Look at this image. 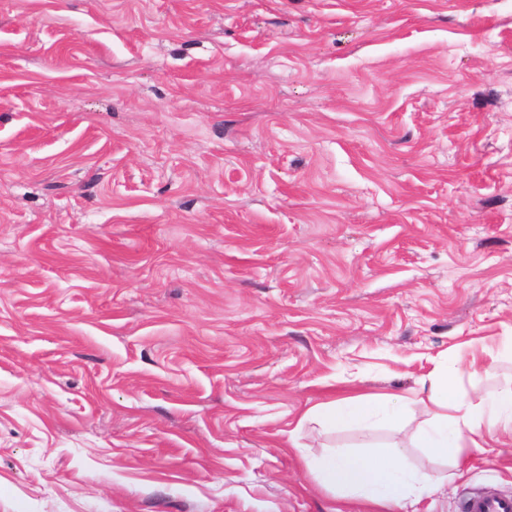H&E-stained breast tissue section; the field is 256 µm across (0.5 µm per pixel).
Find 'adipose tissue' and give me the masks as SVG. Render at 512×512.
Segmentation results:
<instances>
[{
  "instance_id": "adipose-tissue-1",
  "label": "adipose tissue",
  "mask_w": 512,
  "mask_h": 512,
  "mask_svg": "<svg viewBox=\"0 0 512 512\" xmlns=\"http://www.w3.org/2000/svg\"><path fill=\"white\" fill-rule=\"evenodd\" d=\"M458 380V374L438 369L414 398L360 393L316 404L302 419L322 426L399 429L415 405L424 420L412 433L410 446L454 460L463 449L480 447L500 426L512 428V385L491 400L472 403L464 400ZM403 458L398 443L376 445L367 453L335 450L317 460L313 471L322 487L343 496L369 501L386 512H419L421 500L443 492L445 485L408 469Z\"/></svg>"
}]
</instances>
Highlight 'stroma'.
I'll list each match as a JSON object with an SVG mask.
<instances>
[{
    "mask_svg": "<svg viewBox=\"0 0 512 512\" xmlns=\"http://www.w3.org/2000/svg\"><path fill=\"white\" fill-rule=\"evenodd\" d=\"M492 351L512 0H0V512H372L299 425ZM421 512L512 496V433Z\"/></svg>",
    "mask_w": 512,
    "mask_h": 512,
    "instance_id": "stroma-1",
    "label": "stroma"
}]
</instances>
